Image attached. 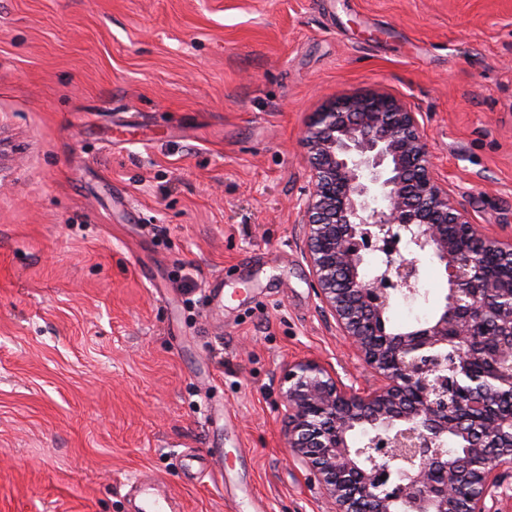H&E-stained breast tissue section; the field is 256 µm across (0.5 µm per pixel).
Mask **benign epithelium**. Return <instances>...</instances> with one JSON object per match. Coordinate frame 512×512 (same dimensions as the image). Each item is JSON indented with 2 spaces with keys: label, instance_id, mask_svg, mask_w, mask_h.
Here are the masks:
<instances>
[{
  "label": "benign epithelium",
  "instance_id": "7a95c632",
  "mask_svg": "<svg viewBox=\"0 0 512 512\" xmlns=\"http://www.w3.org/2000/svg\"><path fill=\"white\" fill-rule=\"evenodd\" d=\"M311 188L296 203L312 288L372 378L345 384L314 360L284 366L282 420L296 461L329 512H497L512 474V236L483 231L433 170L419 113L387 93L339 97L303 138ZM505 265L490 275L462 242ZM442 297L409 328L387 327L395 297L427 299L421 260ZM507 328L494 375L474 379L487 327ZM467 442L466 454L450 440Z\"/></svg>",
  "mask_w": 512,
  "mask_h": 512
}]
</instances>
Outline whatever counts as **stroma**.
I'll use <instances>...</instances> for the list:
<instances>
[{
	"mask_svg": "<svg viewBox=\"0 0 512 512\" xmlns=\"http://www.w3.org/2000/svg\"><path fill=\"white\" fill-rule=\"evenodd\" d=\"M369 92L512 233V0H0V512H133L140 474L178 512H327L282 368L369 376L292 205L314 112Z\"/></svg>",
	"mask_w": 512,
	"mask_h": 512,
	"instance_id": "obj_1",
	"label": "stroma"
}]
</instances>
